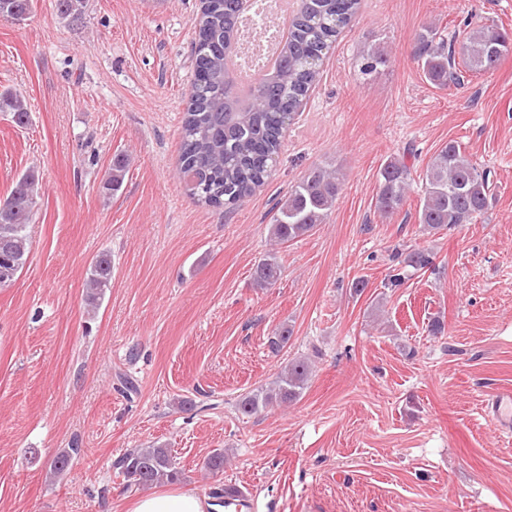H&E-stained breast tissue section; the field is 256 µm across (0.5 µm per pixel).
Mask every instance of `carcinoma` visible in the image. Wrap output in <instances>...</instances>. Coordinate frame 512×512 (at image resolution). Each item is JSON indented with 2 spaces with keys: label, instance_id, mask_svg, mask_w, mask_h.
<instances>
[{
  "label": "carcinoma",
  "instance_id": "carcinoma-1",
  "mask_svg": "<svg viewBox=\"0 0 512 512\" xmlns=\"http://www.w3.org/2000/svg\"><path fill=\"white\" fill-rule=\"evenodd\" d=\"M241 0H207L198 23L195 72L200 81L183 117L181 172L188 179L190 195L212 206L234 205L262 187L270 165L278 157L287 130L316 87L324 51L350 24L361 0H297L289 22L290 36L281 54L277 75L261 77L254 90L255 108L238 107L234 83L225 79L224 56L237 39ZM512 54V32L496 25H477L445 38L429 25L416 36L414 60L430 83L446 88L460 84L463 72L495 68ZM388 61L387 53L370 46L359 58V72L369 76ZM0 112L12 113L19 126L29 121L25 98L18 92L0 93ZM128 159L116 156L102 185L104 194H117L124 183ZM490 172L469 160L455 141H448L430 159L419 188L418 223L437 233L469 224L491 206ZM37 172L18 177L0 210V270L17 276L27 264L31 241L28 227L36 206ZM343 183L340 169L316 166L292 185L276 205L269 224L270 238L278 243L295 241L325 223L335 208ZM413 187L411 168L393 157L379 170L375 208L384 216L399 213ZM403 264L414 271L433 266L428 249L409 252ZM277 258L269 254L253 272L258 288L273 285L280 277ZM112 283V259L97 255L90 268L85 302L96 308ZM311 375V362L294 359L269 386L239 403V411L253 415L270 405H288L303 394ZM81 449L61 452L51 463L53 473L63 474ZM114 468L138 487L173 483L181 478L167 448H137L124 453Z\"/></svg>",
  "mask_w": 512,
  "mask_h": 512
}]
</instances>
